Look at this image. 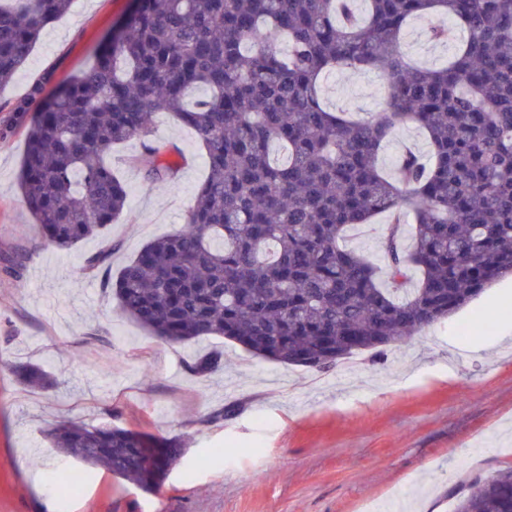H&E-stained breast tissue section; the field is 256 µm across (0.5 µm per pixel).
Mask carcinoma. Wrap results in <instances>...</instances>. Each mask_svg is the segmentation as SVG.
<instances>
[{"label":"carcinoma","mask_w":512,"mask_h":512,"mask_svg":"<svg viewBox=\"0 0 512 512\" xmlns=\"http://www.w3.org/2000/svg\"><path fill=\"white\" fill-rule=\"evenodd\" d=\"M367 2L361 20L357 0H136L90 66L50 90L42 77L12 109L25 124L19 190L41 235L70 250L123 215L128 192L107 164L117 145L138 141L126 163L145 181H176L184 158L152 125L165 113L207 160L183 226L115 273L108 242L79 273L166 343L221 337L322 371L411 338L512 275V0ZM73 3L0 0V88ZM432 15L460 24L464 40L447 65L421 68L402 34ZM345 71L382 74L384 109L358 120L327 109L320 82ZM194 88L204 95L191 101ZM407 123L425 132L430 157L409 149L391 176L379 156ZM382 213L383 277L346 244ZM222 364L213 352L192 370ZM17 373L55 386L40 366ZM50 440L145 490L184 454L168 439L76 422ZM454 512H512V467Z\"/></svg>","instance_id":"1"}]
</instances>
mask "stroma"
I'll list each match as a JSON object with an SVG mask.
<instances>
[{
	"label": "stroma",
	"instance_id": "1",
	"mask_svg": "<svg viewBox=\"0 0 512 512\" xmlns=\"http://www.w3.org/2000/svg\"><path fill=\"white\" fill-rule=\"evenodd\" d=\"M134 6L75 0L0 90V512H452L473 479L512 466V305L501 300L512 296V277L383 353L315 371L219 337L163 342L78 274L98 241L66 254L39 234L17 188L25 130L11 107L43 73L61 82L83 70ZM431 23L411 19L402 40L405 54L429 67L446 63L461 39L429 40ZM385 86L375 72H335L321 97L334 111L377 112ZM155 133L186 162L177 181L159 184L118 167L128 199L107 230L116 268L183 224L206 174L190 129L160 114ZM407 148L429 151L411 124L388 138L383 168L394 171ZM215 351L224 355L219 371L192 372ZM28 364L50 371L55 387L22 383L15 369ZM65 421L174 439L186 453L146 491L60 456L45 434ZM68 471L85 476L71 497L62 488Z\"/></svg>",
	"mask_w": 512,
	"mask_h": 512
}]
</instances>
